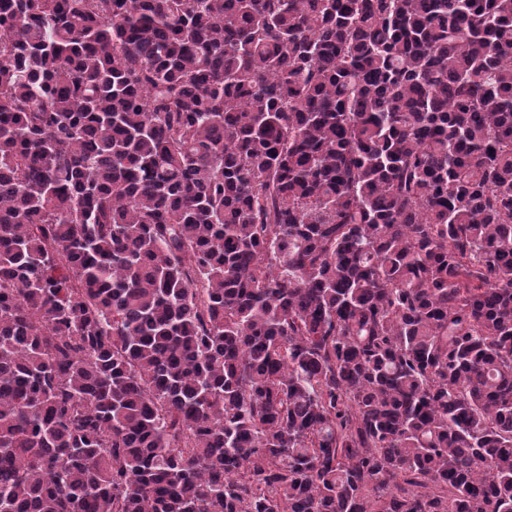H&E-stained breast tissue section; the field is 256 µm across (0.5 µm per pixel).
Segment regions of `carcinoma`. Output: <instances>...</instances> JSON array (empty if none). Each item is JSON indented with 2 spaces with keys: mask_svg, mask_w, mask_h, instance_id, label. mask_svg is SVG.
Returning a JSON list of instances; mask_svg holds the SVG:
<instances>
[{
  "mask_svg": "<svg viewBox=\"0 0 512 512\" xmlns=\"http://www.w3.org/2000/svg\"><path fill=\"white\" fill-rule=\"evenodd\" d=\"M0 512H512V0H0Z\"/></svg>",
  "mask_w": 512,
  "mask_h": 512,
  "instance_id": "1",
  "label": "carcinoma"
}]
</instances>
